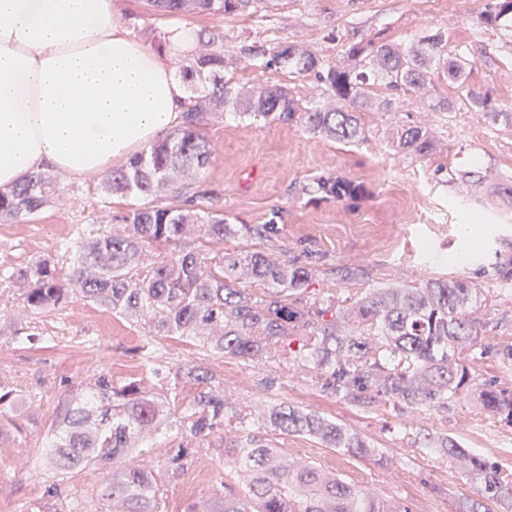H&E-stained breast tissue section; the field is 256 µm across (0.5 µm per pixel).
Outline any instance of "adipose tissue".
Returning a JSON list of instances; mask_svg holds the SVG:
<instances>
[{
    "mask_svg": "<svg viewBox=\"0 0 512 512\" xmlns=\"http://www.w3.org/2000/svg\"><path fill=\"white\" fill-rule=\"evenodd\" d=\"M115 13L114 0H0V188L45 164L107 172L176 120L182 80Z\"/></svg>",
    "mask_w": 512,
    "mask_h": 512,
    "instance_id": "1",
    "label": "adipose tissue"
}]
</instances>
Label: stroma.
Masks as SVG:
<instances>
[{
	"label": "stroma",
	"mask_w": 512,
	"mask_h": 512,
	"mask_svg": "<svg viewBox=\"0 0 512 512\" xmlns=\"http://www.w3.org/2000/svg\"><path fill=\"white\" fill-rule=\"evenodd\" d=\"M117 22L145 45L162 39L181 23L193 30L224 33V55L236 66L230 74L239 86L279 83L302 103L325 96L314 78L288 77L249 65L245 49L288 40L305 44L324 63L342 59V44L353 35L406 46L428 30L448 33L450 51L466 61L465 88L487 98L490 108L512 113V35L481 28L476 16L483 0H273L255 16L216 19L207 14H163L142 0H115ZM388 92L374 89L361 114L362 141L350 144L317 137L296 123H250L232 114L211 121L205 133L213 149L199 183L209 192L208 209L223 210L235 224H263L279 210L278 232L261 248L275 259L288 258L311 269L308 302L335 301L349 306L360 286L385 287L430 278L466 276L480 282L484 301L477 312L483 344L512 345V205L499 202L497 182L512 181V120H491L482 113L439 110L457 95L441 78L423 91L409 92L403 105L386 111ZM423 125L436 149L426 157L407 155L396 146L401 125ZM478 158L482 183L449 182V170H466ZM335 174L362 183L366 197L352 207L318 200L307 186ZM65 187L37 215L0 223V268L19 267L55 253L78 235L121 228L130 210L143 204L131 195L102 202L99 176L75 178L56 172ZM496 209V230L489 239L487 264L437 265L423 255L456 249V227ZM361 271V281H343V268ZM35 333L33 342H15V333ZM150 358L164 371L184 367L209 372L222 389L230 413L223 438L194 449L184 470L163 474L166 512H184L218 486L224 470L220 444L240 433L237 413L251 415L252 431L287 448L290 458L314 464L327 479H345L367 494L407 504L412 512H458L462 501L475 512H512V505L482 498L454 463L437 449L420 448L415 436L444 434L512 472V425L489 417L471 400H455L432 409L362 407L323 391L311 365L285 359L222 356L177 341L145 335L141 326L94 304L74 300L51 314L26 309L18 290L0 288V376L18 390L10 413L17 430L0 444V512H89L99 474L85 469L55 481L42 465L38 439L44 437L61 394L76 389L102 370L122 362L140 367ZM290 406L335 420L369 442L373 454L362 459L324 447L307 435L268 432L258 420L264 410ZM59 494H49L52 483Z\"/></svg>",
	"instance_id": "1"
}]
</instances>
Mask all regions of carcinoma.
<instances>
[{"instance_id":"obj_1","label":"carcinoma","mask_w":512,"mask_h":512,"mask_svg":"<svg viewBox=\"0 0 512 512\" xmlns=\"http://www.w3.org/2000/svg\"><path fill=\"white\" fill-rule=\"evenodd\" d=\"M268 0H147L156 12L206 13L217 18L251 16ZM486 28L512 33V0H484L477 16ZM199 53L183 64L184 78L201 84L184 104L178 124L148 148L102 176L100 194L166 197L164 204L145 203L124 217L121 231L79 238L64 252H74L65 270L52 257L30 265L0 270V285L22 291L25 307L47 314L65 307L75 295L142 324L148 336H164L217 354L254 359L272 352L311 363L321 388L352 402L394 409L473 397L488 414L512 425V389L493 383L475 387L465 360L479 352L494 353L512 363V345L492 348L479 341L474 317L482 288L463 277L429 279L418 286L368 288L345 311L348 329L336 326V302L324 306L303 301L311 271L272 259L263 251L230 249L224 242L241 231L260 241L277 232L275 220L241 229L221 210L202 214L184 209L193 179L205 169L212 152L204 128L220 112L244 120L301 124L306 130L340 142H353L364 129L371 89L385 85L407 92L436 74L458 87L464 84V61L448 54V39L435 31L401 49L381 40L361 38L344 44L346 62L326 64L296 41L268 49L249 48L255 66L293 78L314 77L327 102L302 107L281 85L246 90L224 77L232 62L224 56V33H197ZM342 103L336 107L335 102ZM487 112L488 101L467 91L446 104ZM398 148L415 156L432 153L434 144L418 126L402 130ZM58 191L50 176L35 172L7 191H0V223H13L41 211ZM313 192L322 199L354 203L366 194L363 185L333 174L316 179ZM164 247L160 261L144 265V254ZM262 286L254 295L242 284ZM297 349L288 337L303 331ZM147 376L116 382L101 371L77 393L62 397L43 445V462L60 478L86 468L102 471L97 500L104 512H163L161 474L141 463L139 440L175 431L164 464L180 469L191 443L224 438V395L207 387V374L191 367L182 380L196 385L191 398H179L167 375L148 363ZM17 399L16 390L0 380V420ZM270 427L282 435L307 434L329 448L355 457L371 453L357 433L315 414L274 406ZM421 448H437L478 483L480 495L492 501L512 498V473L461 447L448 436L429 434ZM243 469L247 491L231 484L232 472ZM221 489L187 512H411L399 501L365 496L343 480L325 481L319 470L288 460V450L245 433L224 448Z\"/></svg>"}]
</instances>
